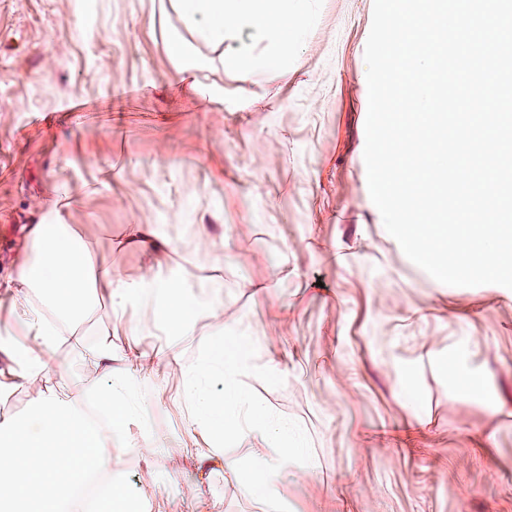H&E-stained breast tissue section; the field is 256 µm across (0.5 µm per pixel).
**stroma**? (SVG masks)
I'll use <instances>...</instances> for the list:
<instances>
[{
  "label": "stroma",
  "mask_w": 512,
  "mask_h": 512,
  "mask_svg": "<svg viewBox=\"0 0 512 512\" xmlns=\"http://www.w3.org/2000/svg\"><path fill=\"white\" fill-rule=\"evenodd\" d=\"M300 8L288 45L248 43L294 72L279 86L223 65L173 0H0V341L25 338L6 278L45 197L60 195L66 223L131 283L147 258L125 245L128 225H166L173 242L205 225L208 247L168 260L202 306L203 275H222L225 328L253 337L257 365L279 364L282 387L246 382L311 440L312 462L274 486L291 512H512V289L440 287L362 206L373 0ZM175 35L209 61L200 86L177 80ZM155 308L141 298L131 333L99 295L80 336L24 379L0 351V423L86 376L84 347L159 353L167 366L130 378L147 415L131 416L118 451L128 498L139 512H261L224 468L251 449L215 448L181 399L215 321L202 313L197 342L174 348ZM463 374L479 395L458 394Z\"/></svg>",
  "instance_id": "stroma-1"
}]
</instances>
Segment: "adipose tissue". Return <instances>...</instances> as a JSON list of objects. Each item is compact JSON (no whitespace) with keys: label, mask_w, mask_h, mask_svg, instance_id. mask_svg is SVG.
Instances as JSON below:
<instances>
[{"label":"adipose tissue","mask_w":512,"mask_h":512,"mask_svg":"<svg viewBox=\"0 0 512 512\" xmlns=\"http://www.w3.org/2000/svg\"><path fill=\"white\" fill-rule=\"evenodd\" d=\"M175 0L196 37L220 49L223 63L246 64L243 34L273 45L287 43L299 32L304 18L288 0ZM53 223L33 224L27 231V249L11 279L16 305L25 313L30 343L23 355L52 348L58 336L77 335L80 325L96 314V291L107 293L116 321L125 320L140 296L161 300L162 325L172 345L190 343L197 306L184 291L179 276L161 275L169 243L160 224H132L126 242L148 251L152 264L136 285H129L111 265L98 262L75 225L57 223L56 202L45 206ZM84 362L103 370L102 377L80 378L83 393L108 419L106 429L89 420L82 405L63 387L42 394L18 421L0 424V512H90L77 493L81 481L105 473L109 483L99 512H113L126 497L112 456L130 415L128 402L115 396L111 380L146 374L156 364L153 354L131 346L116 351L108 344L84 349Z\"/></svg>","instance_id":"obj_1"}]
</instances>
